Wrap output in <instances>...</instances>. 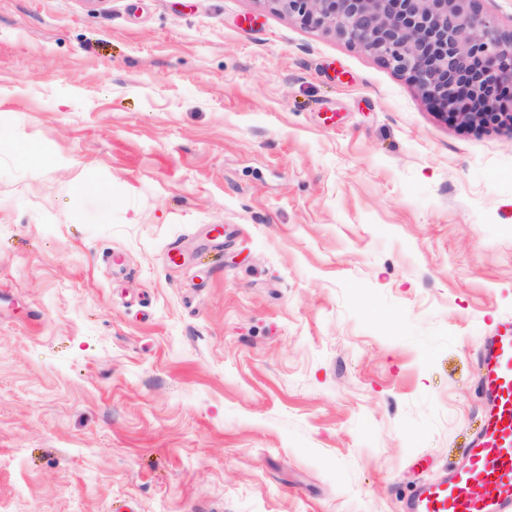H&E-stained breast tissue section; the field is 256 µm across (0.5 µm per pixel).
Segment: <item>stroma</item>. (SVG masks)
<instances>
[{
    "instance_id": "1",
    "label": "stroma",
    "mask_w": 512,
    "mask_h": 512,
    "mask_svg": "<svg viewBox=\"0 0 512 512\" xmlns=\"http://www.w3.org/2000/svg\"><path fill=\"white\" fill-rule=\"evenodd\" d=\"M507 317L512 130L267 0H0V512H402Z\"/></svg>"
}]
</instances>
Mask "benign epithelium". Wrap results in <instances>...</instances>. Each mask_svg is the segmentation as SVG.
Wrapping results in <instances>:
<instances>
[{"label":"benign epithelium","mask_w":512,"mask_h":512,"mask_svg":"<svg viewBox=\"0 0 512 512\" xmlns=\"http://www.w3.org/2000/svg\"><path fill=\"white\" fill-rule=\"evenodd\" d=\"M406 76L439 115L475 129L512 125V30L482 0H266Z\"/></svg>","instance_id":"1"}]
</instances>
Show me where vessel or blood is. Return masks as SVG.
I'll return each mask as SVG.
<instances>
[{
    "instance_id": "b4317fda",
    "label": "vessel or blood",
    "mask_w": 512,
    "mask_h": 512,
    "mask_svg": "<svg viewBox=\"0 0 512 512\" xmlns=\"http://www.w3.org/2000/svg\"><path fill=\"white\" fill-rule=\"evenodd\" d=\"M477 393L483 404L478 433L463 465L419 484L407 512H507L512 507V321L487 337Z\"/></svg>"
}]
</instances>
